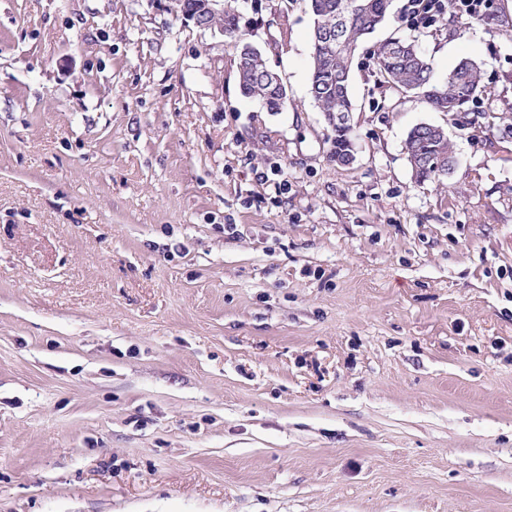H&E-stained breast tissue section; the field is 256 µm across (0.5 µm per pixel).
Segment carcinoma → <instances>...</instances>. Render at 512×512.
Returning <instances> with one entry per match:
<instances>
[{
	"mask_svg": "<svg viewBox=\"0 0 512 512\" xmlns=\"http://www.w3.org/2000/svg\"><path fill=\"white\" fill-rule=\"evenodd\" d=\"M313 15L311 93L325 122L334 132L332 158L340 165L352 161L350 70L352 59L366 38L389 16L392 0H309ZM213 23L224 27L238 54L240 87L271 111L288 103L285 88L268 72L260 50L244 41L232 0ZM380 82L424 98L440 112H459L482 94V69L463 60L440 85L431 84L432 65L410 42L392 38L373 50ZM405 152L417 180L448 176L452 146L442 128L419 126L405 140Z\"/></svg>",
	"mask_w": 512,
	"mask_h": 512,
	"instance_id": "obj_1",
	"label": "carcinoma"
}]
</instances>
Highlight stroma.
Here are the masks:
<instances>
[{
	"mask_svg": "<svg viewBox=\"0 0 512 512\" xmlns=\"http://www.w3.org/2000/svg\"><path fill=\"white\" fill-rule=\"evenodd\" d=\"M405 3L342 166L308 0L237 3L278 112L171 0H0V512H512V0ZM392 37L484 62L481 126L379 87ZM493 7V0H407L402 21L413 29L429 28L445 14L480 18ZM405 152L417 180L448 176L453 151L442 128L433 125L415 127L405 140Z\"/></svg>",
	"mask_w": 512,
	"mask_h": 512,
	"instance_id": "1",
	"label": "stroma"
}]
</instances>
